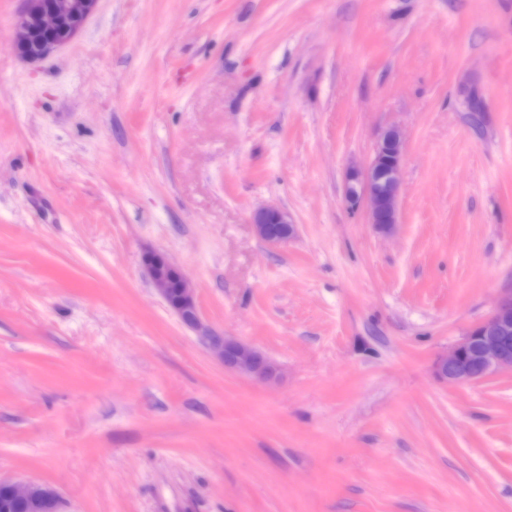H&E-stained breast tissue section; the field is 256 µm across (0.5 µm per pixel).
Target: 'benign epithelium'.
I'll use <instances>...</instances> for the list:
<instances>
[{
  "label": "benign epithelium",
  "instance_id": "7a95c632",
  "mask_svg": "<svg viewBox=\"0 0 512 512\" xmlns=\"http://www.w3.org/2000/svg\"><path fill=\"white\" fill-rule=\"evenodd\" d=\"M96 3L97 0H56L48 6L43 0H22L10 46L25 59H43L79 34ZM402 159L401 135L396 129L388 128L379 136L366 171L354 170L350 174V180L362 184L361 190L346 188L349 207L356 210L366 207L367 223L383 232L393 231L397 224ZM251 223L258 236L270 246L286 241L275 231V225L288 224L295 228L288 212L276 205L254 212ZM145 266L155 291L186 326L202 332L204 343L222 361L224 369L263 384L279 378V366L255 346L202 329L195 288L165 254L149 253ZM504 369L512 370V291L501 293L492 314L448 355L437 360L434 374L443 382L461 385L485 380ZM1 490L7 491L13 501L29 503L35 508L51 501L61 503L57 491L44 484L0 477Z\"/></svg>",
  "mask_w": 512,
  "mask_h": 512
}]
</instances>
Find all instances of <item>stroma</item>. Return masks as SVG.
<instances>
[{"instance_id": "stroma-1", "label": "stroma", "mask_w": 512, "mask_h": 512, "mask_svg": "<svg viewBox=\"0 0 512 512\" xmlns=\"http://www.w3.org/2000/svg\"><path fill=\"white\" fill-rule=\"evenodd\" d=\"M0 0V476L63 512H512V371L433 366L512 289V0ZM398 223L345 200L380 133ZM296 232L272 248L252 213ZM281 379L225 370L156 294ZM56 1V0H49ZM98 0H58L46 5L43 0H22L10 46L22 58L43 59L69 44L84 27ZM68 22L66 34L57 33ZM40 40L35 43L36 36ZM258 236L270 246H277L288 240L295 232V225L288 213L276 205H268L254 212L251 219ZM276 224H289L292 232L288 237L280 236L274 229ZM145 266L155 291L186 326L202 331L204 343L222 361L225 370L263 384L279 378V366L255 346L232 336L203 331L195 288L165 254L150 252L145 258Z\"/></svg>"}]
</instances>
